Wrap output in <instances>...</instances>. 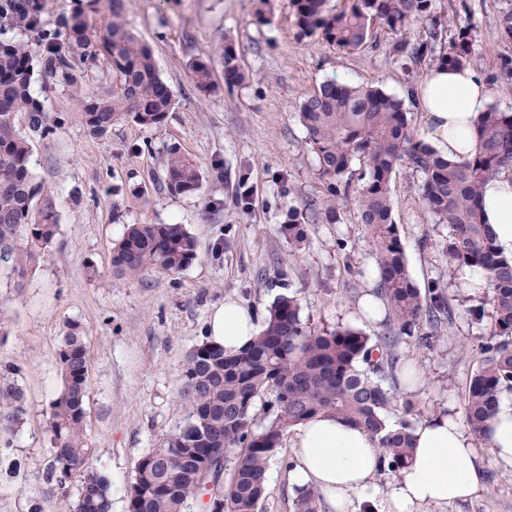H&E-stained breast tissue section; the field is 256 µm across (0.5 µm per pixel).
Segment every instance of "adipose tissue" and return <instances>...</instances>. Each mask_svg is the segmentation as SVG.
<instances>
[{
    "label": "adipose tissue",
    "instance_id": "ef3b65f1",
    "mask_svg": "<svg viewBox=\"0 0 512 512\" xmlns=\"http://www.w3.org/2000/svg\"><path fill=\"white\" fill-rule=\"evenodd\" d=\"M425 115L423 137L448 162L461 164L477 151L476 124L490 102L485 79L471 66L430 71L413 91ZM483 213L498 251L512 259V169L488 178L482 187ZM263 329L255 311L228 298L215 307L206 328L208 342L234 353ZM496 459L512 467V394L502 395L490 422ZM413 459L387 485H379L380 451L368 434L351 423L320 415L296 428L295 460L288 472L292 486L314 487L323 512H421L477 496L483 459L461 423L440 414L413 430Z\"/></svg>",
    "mask_w": 512,
    "mask_h": 512
}]
</instances>
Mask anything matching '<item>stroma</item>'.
I'll return each instance as SVG.
<instances>
[{"instance_id":"1","label":"stroma","mask_w":512,"mask_h":512,"mask_svg":"<svg viewBox=\"0 0 512 512\" xmlns=\"http://www.w3.org/2000/svg\"><path fill=\"white\" fill-rule=\"evenodd\" d=\"M258 0H122L128 26L152 49L175 106L160 126L131 121L102 138L87 134L70 87L35 75L31 93L55 113L62 128L32 143L37 178L52 191L58 232L16 283L0 273V366L15 364L26 413L0 466L16 473L0 479V512H34L42 500L49 459L48 404L60 386L57 346L68 324L88 336L87 435L94 468L112 484V512H128L126 488L137 461L161 447L186 416L180 368L205 336L212 309L234 297L266 315L282 295L298 296L301 317L317 328L356 326L378 338L382 323L357 321L354 312L374 281L363 274L374 259L352 205L337 224H312L302 258L279 233L288 206L322 195L314 155L304 145L297 112L320 84L335 79L372 84L403 99L415 131L424 116L407 90L425 70H407L391 49L393 35L373 26L366 45L345 53L318 37H301L290 0H268L270 21L256 23ZM432 9L466 28L474 44L472 68L491 79V104L512 112V78H500L512 60V38L498 26L512 0H432ZM232 44L247 75L224 84L220 53ZM207 62L213 90L200 92L190 66ZM193 159L203 175L191 195L162 185L169 146ZM411 170L398 166L391 182L393 219L399 226L409 272L418 288L437 279L449 293L463 290L449 271L442 246L449 228L433 223L410 191ZM247 203H240V194ZM181 224L198 241V256L184 270H152L139 278L112 270V248L127 225ZM486 325L457 312L432 348L401 340V356L419 361L420 383L408 395L418 405L411 424L441 413L464 418V398L478 366ZM473 351L462 355L460 344ZM295 440L286 436L271 459L258 512H293L287 462ZM483 488L442 512H512V468L487 445Z\"/></svg>"}]
</instances>
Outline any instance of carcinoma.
<instances>
[{
    "label": "carcinoma",
    "instance_id": "1",
    "mask_svg": "<svg viewBox=\"0 0 512 512\" xmlns=\"http://www.w3.org/2000/svg\"><path fill=\"white\" fill-rule=\"evenodd\" d=\"M326 2L291 0L299 33L350 51L366 44L377 23L398 37L393 51L416 67L470 62L467 31L461 28L446 39L448 20L431 12V0H347L340 10ZM95 4L87 0L50 28L44 0H0V268H8L19 283L57 233L52 205L36 203L48 190L32 171L31 142L57 133L61 122L32 96L35 73L43 70L74 84V59L103 62L115 81L112 95L89 99L81 88L74 90L85 128L94 137L122 120L160 126L174 108L152 49L127 27L121 0H112L101 29L91 18ZM418 23L423 33L407 38ZM222 63L227 87L245 81L230 44L224 46ZM192 73L199 91L211 90L206 63H193ZM298 117L323 194L288 207L280 233L300 251L311 219L338 224L339 205L351 202L372 246L377 269L372 294L385 307L386 332L373 341L350 326L313 328L300 319L298 299L283 295L268 309L261 334L242 350L227 354L207 341L198 344L180 374L186 421L162 447L137 461L126 490L133 512H184L188 501L202 494L222 502L220 509L209 503L210 512H257L270 460L285 436L320 414L367 432L381 450L383 472L398 474L407 466L413 427L406 420L391 425L385 416L398 404L405 414L415 409L393 385L399 363L395 347L405 337L431 347L442 323L452 319L453 298L439 281L420 290L409 273L392 217L391 181L402 162L417 176L411 190L424 208L435 223L448 225L443 247L448 265L479 272L486 281L489 336L464 401L466 423L477 440L489 443L500 396L512 391V260L498 252L479 199L487 178L512 167V113L488 108L476 125L478 150L462 164L441 158L411 128L403 101L376 86L328 80L302 100ZM356 160L360 167L354 169ZM164 170L173 194H193L201 187L196 162L176 146L168 148ZM197 254L196 238L181 224H130L112 249V268L130 277L152 269L176 273ZM422 324L428 331L414 336ZM87 339L82 325L71 323L58 345L61 386L49 402L51 448L42 480L49 496H75L74 512H112L111 485L89 462ZM0 398L7 401L0 407V440L8 446L25 413V395L6 382ZM258 409L264 423L257 428ZM205 461L214 468L213 490L198 480ZM317 499L309 487L296 490V512H317Z\"/></svg>",
    "mask_w": 512,
    "mask_h": 512
}]
</instances>
